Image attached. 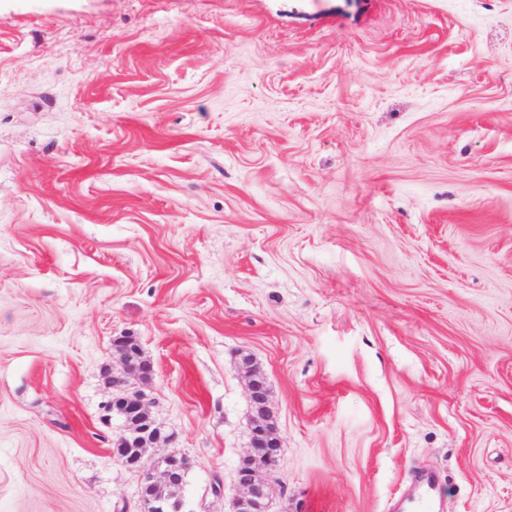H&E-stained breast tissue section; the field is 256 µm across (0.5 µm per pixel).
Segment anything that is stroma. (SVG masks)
<instances>
[{"label": "stroma", "instance_id": "1", "mask_svg": "<svg viewBox=\"0 0 512 512\" xmlns=\"http://www.w3.org/2000/svg\"><path fill=\"white\" fill-rule=\"evenodd\" d=\"M136 337L230 512H512V0H0V512H144ZM132 342L124 346L122 344L123 338H117L114 342V347L119 355V363L122 367L120 377L112 379V387L114 390L112 400H109L104 405L107 412H112L116 404L124 405L126 408L142 409L148 404H152L148 399L147 394L139 388L133 386L136 383L143 384L153 376V366L151 363L143 359L142 355L138 353V349H133V345L138 348L140 344L134 338ZM135 383H132V382ZM248 396L253 409L251 445L237 471L243 493L235 500L231 512H270L268 478L277 468L280 439L266 385L252 371ZM273 438L279 439L278 444L270 443ZM435 486L436 480L433 476L429 475L423 478L413 499L398 512H425L433 498Z\"/></svg>", "mask_w": 512, "mask_h": 512}]
</instances>
